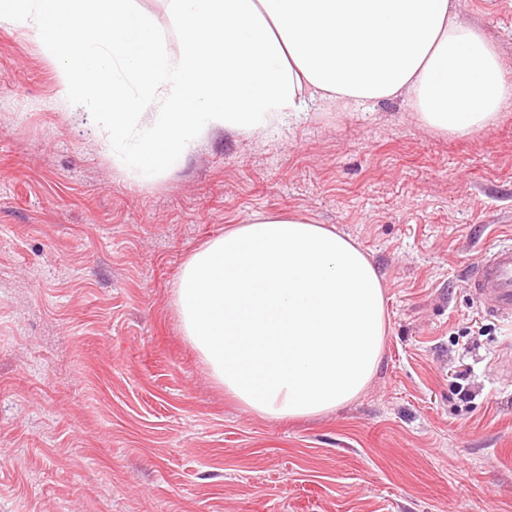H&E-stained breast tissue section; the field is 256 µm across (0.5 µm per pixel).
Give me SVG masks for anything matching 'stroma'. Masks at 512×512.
Returning a JSON list of instances; mask_svg holds the SVG:
<instances>
[{
    "instance_id": "obj_1",
    "label": "stroma",
    "mask_w": 512,
    "mask_h": 512,
    "mask_svg": "<svg viewBox=\"0 0 512 512\" xmlns=\"http://www.w3.org/2000/svg\"><path fill=\"white\" fill-rule=\"evenodd\" d=\"M512 67V0H458ZM0 27V512H512V319L466 286L512 238V107L466 137L400 99L216 130L154 181ZM356 241L388 315L366 390L273 421L183 335L187 258L252 214Z\"/></svg>"
}]
</instances>
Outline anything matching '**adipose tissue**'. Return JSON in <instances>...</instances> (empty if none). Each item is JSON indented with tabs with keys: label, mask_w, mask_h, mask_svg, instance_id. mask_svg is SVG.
<instances>
[{
	"label": "adipose tissue",
	"mask_w": 512,
	"mask_h": 512,
	"mask_svg": "<svg viewBox=\"0 0 512 512\" xmlns=\"http://www.w3.org/2000/svg\"><path fill=\"white\" fill-rule=\"evenodd\" d=\"M182 44L132 0H0V25L60 64L61 94L106 103L123 165L153 181L224 128L242 135L318 102L402 98L465 137L512 104L492 43L456 0H171ZM151 126L138 122L148 105ZM188 341L213 381L253 414L290 420L358 397L387 333L382 279L350 237L309 218L253 214L191 254L175 285Z\"/></svg>",
	"instance_id": "ef3b65f1"
}]
</instances>
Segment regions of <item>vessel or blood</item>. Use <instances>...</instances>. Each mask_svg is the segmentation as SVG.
<instances>
[{
	"instance_id": "vessel-or-blood-1",
	"label": "vessel or blood",
	"mask_w": 512,
	"mask_h": 512,
	"mask_svg": "<svg viewBox=\"0 0 512 512\" xmlns=\"http://www.w3.org/2000/svg\"><path fill=\"white\" fill-rule=\"evenodd\" d=\"M467 284L486 313L512 319V244L486 250L471 266Z\"/></svg>"
}]
</instances>
